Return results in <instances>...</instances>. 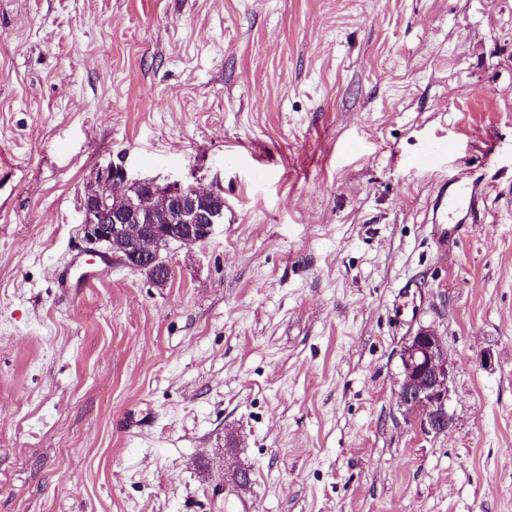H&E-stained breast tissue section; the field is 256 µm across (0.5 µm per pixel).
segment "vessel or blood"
Instances as JSON below:
<instances>
[{"instance_id": "b4317fda", "label": "vessel or blood", "mask_w": 512, "mask_h": 512, "mask_svg": "<svg viewBox=\"0 0 512 512\" xmlns=\"http://www.w3.org/2000/svg\"><path fill=\"white\" fill-rule=\"evenodd\" d=\"M480 196L478 185L471 182L441 188L432 203V234L440 244H448L467 219L476 218Z\"/></svg>"}]
</instances>
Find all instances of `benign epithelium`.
<instances>
[{
    "mask_svg": "<svg viewBox=\"0 0 512 512\" xmlns=\"http://www.w3.org/2000/svg\"><path fill=\"white\" fill-rule=\"evenodd\" d=\"M85 194L81 232L86 242L122 255L124 266L136 267L153 280L156 269L166 265L162 250L203 243L224 223L223 210L213 202L223 194L220 186L132 178L114 162L97 168ZM399 358V406L425 432L447 431L450 365L441 336L431 328L417 329L405 339Z\"/></svg>",
    "mask_w": 512,
    "mask_h": 512,
    "instance_id": "7a95c632",
    "label": "benign epithelium"
}]
</instances>
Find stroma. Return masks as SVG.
Masks as SVG:
<instances>
[{
    "label": "stroma",
    "instance_id": "stroma-1",
    "mask_svg": "<svg viewBox=\"0 0 512 512\" xmlns=\"http://www.w3.org/2000/svg\"><path fill=\"white\" fill-rule=\"evenodd\" d=\"M111 162L232 207L166 286L89 254ZM230 453L254 512H512V0H0V512H234ZM481 190L478 185L468 182L460 185L455 183L443 185L439 194L432 202V234L444 247L448 246L471 218V224L479 222L477 219L478 200ZM399 358L401 380L399 406L417 418L427 433L448 430V382L450 365L441 336L431 328H419L405 339Z\"/></svg>",
    "mask_w": 512,
    "mask_h": 512
}]
</instances>
